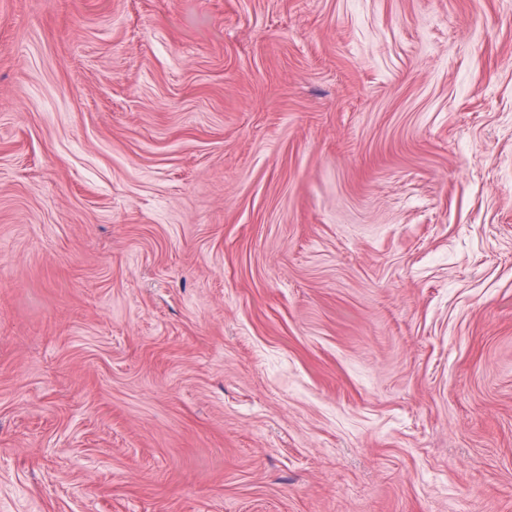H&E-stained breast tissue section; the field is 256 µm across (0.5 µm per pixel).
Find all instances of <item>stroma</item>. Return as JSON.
Here are the masks:
<instances>
[{
	"instance_id": "1",
	"label": "stroma",
	"mask_w": 512,
	"mask_h": 512,
	"mask_svg": "<svg viewBox=\"0 0 512 512\" xmlns=\"http://www.w3.org/2000/svg\"><path fill=\"white\" fill-rule=\"evenodd\" d=\"M0 512H512V0H0Z\"/></svg>"
}]
</instances>
